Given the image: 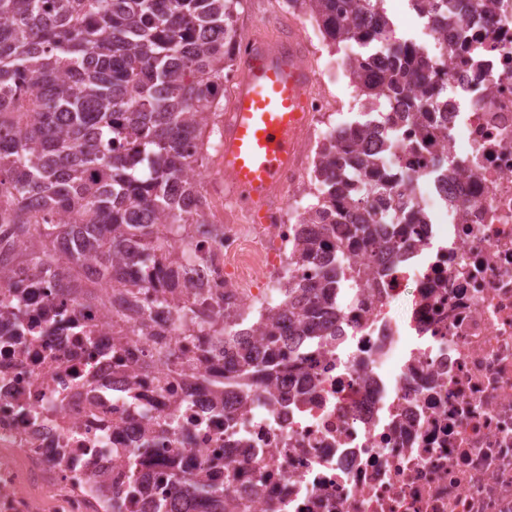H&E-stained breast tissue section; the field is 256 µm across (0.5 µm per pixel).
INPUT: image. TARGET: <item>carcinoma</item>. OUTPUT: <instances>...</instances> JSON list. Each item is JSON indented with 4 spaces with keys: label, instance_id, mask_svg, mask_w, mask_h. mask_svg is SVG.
<instances>
[{
    "label": "carcinoma",
    "instance_id": "carcinoma-1",
    "mask_svg": "<svg viewBox=\"0 0 512 512\" xmlns=\"http://www.w3.org/2000/svg\"><path fill=\"white\" fill-rule=\"evenodd\" d=\"M242 0H0V228L13 259L42 273L47 250L69 245L71 282L143 288L134 267L161 274L177 262L205 259L179 252L196 239L223 235L189 173L203 167L210 116L224 108V80L241 51L236 40ZM294 15L319 26L337 44L374 45L380 57L354 59L350 75L370 111L339 127L341 134L379 125L372 111L406 100L423 53L391 34L383 0H286ZM332 135L318 151L315 202L290 246L297 264L321 266L318 281L283 289L279 303L253 322L215 327L203 308L189 321L222 337L224 365L236 381L275 368L284 336L327 331V307L341 296L342 264L332 226L350 225V239H369L381 254L395 249L373 236L367 200L354 198L334 167L359 173L369 165L363 144L336 153Z\"/></svg>",
    "mask_w": 512,
    "mask_h": 512
}]
</instances>
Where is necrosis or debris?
Returning a JSON list of instances; mask_svg holds the SVG:
<instances>
[{"label": "necrosis or debris", "mask_w": 512, "mask_h": 512, "mask_svg": "<svg viewBox=\"0 0 512 512\" xmlns=\"http://www.w3.org/2000/svg\"><path fill=\"white\" fill-rule=\"evenodd\" d=\"M426 57L424 121L392 107L370 176L403 184V207L370 198L400 252L340 237L339 340L292 341L302 359L254 375L234 412L217 339L157 302L103 283L48 287L12 265L0 281V512H154L206 480L186 512H512V0H413ZM310 126L293 168L242 229L233 195L189 303L252 309L291 278ZM261 281L263 292L250 289ZM141 482L131 488L130 475Z\"/></svg>", "instance_id": "1"}]
</instances>
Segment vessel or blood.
Segmentation results:
<instances>
[{"instance_id":"b4317fda","label":"vessel or blood","mask_w":512,"mask_h":512,"mask_svg":"<svg viewBox=\"0 0 512 512\" xmlns=\"http://www.w3.org/2000/svg\"><path fill=\"white\" fill-rule=\"evenodd\" d=\"M297 29L275 41L256 39L244 52L232 110L224 123V179L237 201L262 213L292 169L310 114L312 74Z\"/></svg>"}]
</instances>
